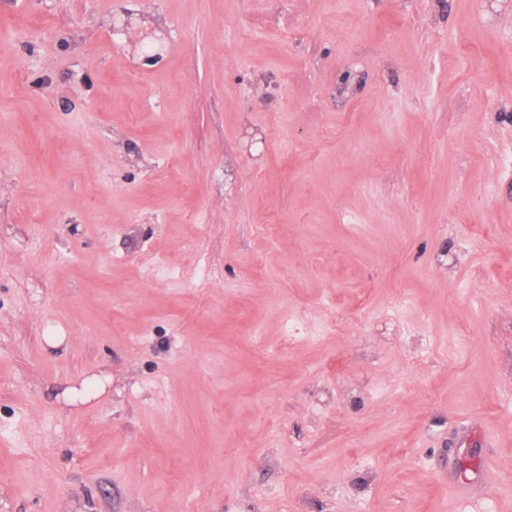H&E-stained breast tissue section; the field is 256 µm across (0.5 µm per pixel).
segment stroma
I'll list each match as a JSON object with an SVG mask.
<instances>
[{"mask_svg":"<svg viewBox=\"0 0 512 512\" xmlns=\"http://www.w3.org/2000/svg\"><path fill=\"white\" fill-rule=\"evenodd\" d=\"M0 512H512V0H0Z\"/></svg>","mask_w":512,"mask_h":512,"instance_id":"obj_1","label":"stroma"}]
</instances>
